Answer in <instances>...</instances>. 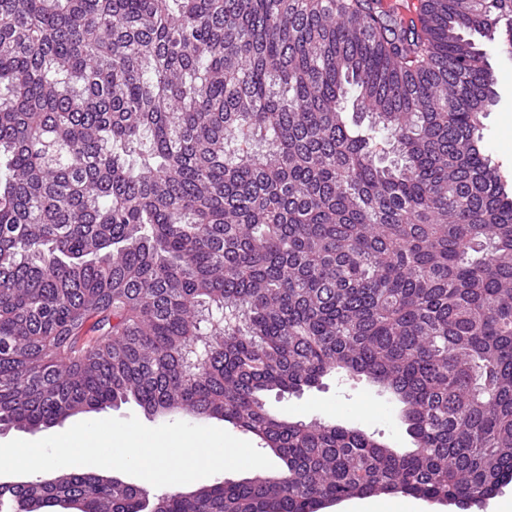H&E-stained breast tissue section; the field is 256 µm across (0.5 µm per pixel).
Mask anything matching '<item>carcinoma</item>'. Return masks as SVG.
I'll use <instances>...</instances> for the list:
<instances>
[{"label":"carcinoma","instance_id":"cac0c4a2","mask_svg":"<svg viewBox=\"0 0 512 512\" xmlns=\"http://www.w3.org/2000/svg\"><path fill=\"white\" fill-rule=\"evenodd\" d=\"M0 0V426L118 402L277 460L150 494L71 468L45 512L462 510L512 483V193L485 45L512 0ZM402 404L413 448L271 414L331 373ZM367 498H374V499H401V500H415V501H418L422 504L423 506V509L421 512H463V511H460L459 509H456L454 507H451V508H448V506H440V505H437V504H434V503H430L426 500H423V499H419V498H415V497H412V496H406V495H402V494H379V495H368V496H360V497H354V498H351V499H348V500H345L338 503V504H335V505H332L328 508H325L323 509L322 511L323 512H348L346 511V505L353 502V501H357V500H363V499H367Z\"/></svg>","mask_w":512,"mask_h":512}]
</instances>
